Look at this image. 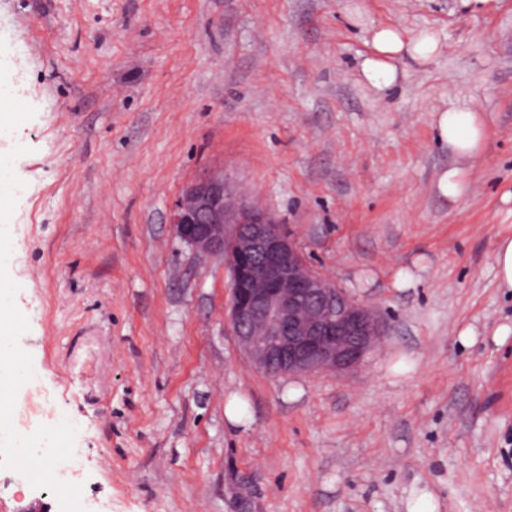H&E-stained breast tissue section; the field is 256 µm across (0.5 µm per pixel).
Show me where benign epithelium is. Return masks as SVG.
I'll use <instances>...</instances> for the list:
<instances>
[{"label": "benign epithelium", "instance_id": "1", "mask_svg": "<svg viewBox=\"0 0 512 512\" xmlns=\"http://www.w3.org/2000/svg\"><path fill=\"white\" fill-rule=\"evenodd\" d=\"M169 224L192 253L224 259L226 323L256 370L341 373L376 346L382 325L372 309L312 269L272 216L235 202L224 171L188 182Z\"/></svg>", "mask_w": 512, "mask_h": 512}]
</instances>
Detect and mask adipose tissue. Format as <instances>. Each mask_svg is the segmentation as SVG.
Here are the masks:
<instances>
[{"mask_svg": "<svg viewBox=\"0 0 512 512\" xmlns=\"http://www.w3.org/2000/svg\"><path fill=\"white\" fill-rule=\"evenodd\" d=\"M371 53L360 65L363 77L377 90H384L399 82L402 77L397 63L408 57L425 65L438 56L443 45L433 34L422 32L409 35L395 26H381L369 33ZM435 127L440 140L452 145L460 166L444 171L438 179V189L443 196L459 198L468 188L463 165L476 158L482 151L486 138L484 121L476 114L457 107L438 112ZM15 254L12 236L0 235V446L16 449L29 467L32 480L44 476L40 460L27 454L32 442L24 435L5 431L7 416L13 407V391L26 383L30 368L24 361L17 337L9 320L14 309L15 284L8 274Z\"/></svg>", "mask_w": 512, "mask_h": 512, "instance_id": "1", "label": "adipose tissue"}]
</instances>
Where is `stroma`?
<instances>
[{"instance_id":"stroma-1","label":"stroma","mask_w":512,"mask_h":512,"mask_svg":"<svg viewBox=\"0 0 512 512\" xmlns=\"http://www.w3.org/2000/svg\"><path fill=\"white\" fill-rule=\"evenodd\" d=\"M429 31L430 64L377 92L368 31ZM0 144L19 344L76 500L0 447V512H512V0H0ZM488 134L470 187L437 110ZM220 167L384 326L336 376L257 372L226 326L221 258L174 237ZM236 402L240 422L224 410ZM468 188L463 167H454L444 171L438 179V189L441 194L449 198L463 196ZM494 262L500 288L512 291V237H503L497 242Z\"/></svg>"}]
</instances>
